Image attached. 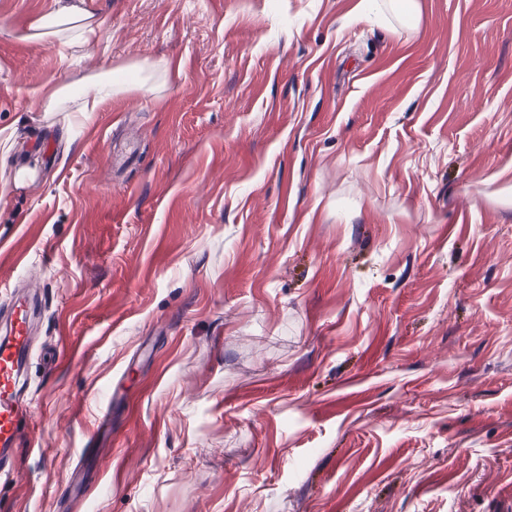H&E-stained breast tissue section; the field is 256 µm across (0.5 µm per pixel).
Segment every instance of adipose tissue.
Here are the masks:
<instances>
[{
    "mask_svg": "<svg viewBox=\"0 0 512 512\" xmlns=\"http://www.w3.org/2000/svg\"><path fill=\"white\" fill-rule=\"evenodd\" d=\"M104 25L103 18L55 0L50 11L31 21L30 30L32 37L37 39L53 37L71 43H87ZM125 72L126 76L122 79L109 70L95 75L91 80L93 91L89 94L74 96L67 88H53L46 98V107L51 110L60 102L68 100L72 102L75 111L94 112L104 101L120 96L130 88L144 86L151 77L150 71L137 65L126 67Z\"/></svg>",
    "mask_w": 512,
    "mask_h": 512,
    "instance_id": "ef3b65f1",
    "label": "adipose tissue"
}]
</instances>
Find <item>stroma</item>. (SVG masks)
I'll return each mask as SVG.
<instances>
[{
    "mask_svg": "<svg viewBox=\"0 0 512 512\" xmlns=\"http://www.w3.org/2000/svg\"><path fill=\"white\" fill-rule=\"evenodd\" d=\"M72 2L92 45L0 0V512H512V0ZM54 0L47 13L34 18L30 23L32 38H60L71 43L90 42L105 25V19L95 14ZM151 70L131 65L124 69L128 76L124 79H118L112 69L101 72L90 81L94 89L92 95L71 96V92L65 87L53 88L46 98V109L53 110L61 101H68L74 105V112H95L104 101L120 96L132 87H144L152 76ZM12 317L10 334L0 343V479L4 481L13 474L11 460L17 450L23 444L35 446L37 430L36 417L16 377L17 366L23 365L32 344L25 301H14Z\"/></svg>",
    "mask_w": 512,
    "mask_h": 512,
    "instance_id": "1",
    "label": "stroma"
}]
</instances>
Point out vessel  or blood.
I'll return each mask as SVG.
<instances>
[{
    "instance_id": "1",
    "label": "vessel or blood",
    "mask_w": 512,
    "mask_h": 512,
    "mask_svg": "<svg viewBox=\"0 0 512 512\" xmlns=\"http://www.w3.org/2000/svg\"><path fill=\"white\" fill-rule=\"evenodd\" d=\"M13 326L9 336L0 339V479L14 471L12 459L23 445L34 444L37 422L17 381V366L27 358L32 338L25 301L15 300Z\"/></svg>"
}]
</instances>
